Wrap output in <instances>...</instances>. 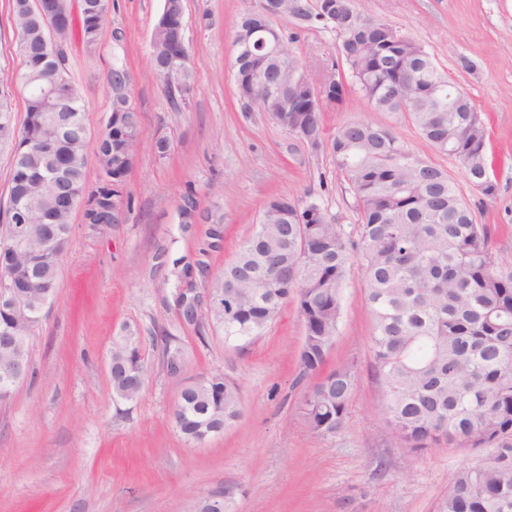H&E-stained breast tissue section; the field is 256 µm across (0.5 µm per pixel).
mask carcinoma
Masks as SVG:
<instances>
[{
    "label": "carcinoma",
    "mask_w": 512,
    "mask_h": 512,
    "mask_svg": "<svg viewBox=\"0 0 512 512\" xmlns=\"http://www.w3.org/2000/svg\"><path fill=\"white\" fill-rule=\"evenodd\" d=\"M177 2L165 0L151 48L153 76L179 109L193 96L195 76L189 60L175 71L169 67ZM11 11L24 72L41 70L45 57L57 53L60 95L54 103L25 99L20 121L13 88L0 85V155L10 162L7 201L28 211L24 246L0 239V257L14 281L34 282L24 298L36 303L56 295L59 258L71 232L64 196L85 201L86 223H110L142 128L125 96L112 99V119L100 142L93 145L81 133L87 118L69 78V52L78 40L86 53H95L110 0H80L78 14L57 28L53 45L46 41L42 12L29 0H11ZM270 13L300 28L334 29L347 77L371 106L403 116L436 151L462 164L476 191L495 193L478 113L420 44L365 16L354 0H338L331 21L312 0H259L241 15L234 37L239 101L287 131L300 124L311 141L331 143L336 177L353 199L359 224L356 232L346 231L315 199L270 197L252 237L206 282L208 322L243 352L284 304L295 302L305 327L296 383L319 377L304 397L303 419L314 434L334 433L345 422L357 368L346 362L323 376L320 371L336 335L341 290L358 265L373 317L372 376L396 446L412 454L440 445L474 454L455 473L437 512H512V271L496 263L492 228L476 223L445 170L412 155L390 129L348 122L326 138L320 113L308 111V88L293 78L294 57L263 45L274 38L266 32ZM270 93L281 99L279 106L271 107ZM58 109L70 114L68 134L57 132ZM92 155L98 186L88 191ZM39 322L28 307L0 309V330L9 328L13 337L12 348L0 347V368L27 374L29 341ZM111 356L113 396L137 399L151 372L141 337L130 331L115 338ZM162 365L168 375L180 376L186 366L182 347L165 342ZM174 415L184 441L201 444L241 419V386L222 369H210L183 389Z\"/></svg>",
    "instance_id": "1"
}]
</instances>
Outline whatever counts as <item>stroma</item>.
I'll list each match as a JSON object with an SVG mask.
<instances>
[{
    "instance_id": "obj_1",
    "label": "stroma",
    "mask_w": 512,
    "mask_h": 512,
    "mask_svg": "<svg viewBox=\"0 0 512 512\" xmlns=\"http://www.w3.org/2000/svg\"><path fill=\"white\" fill-rule=\"evenodd\" d=\"M366 15L387 21L424 47L438 69L471 99L487 131L494 195L470 186L461 163L436 152L400 115L375 111L347 86L342 104L326 108L327 132L352 121L389 127L415 156L445 169L491 225L499 266L512 270V0H355ZM164 0H112L95 56L81 44L69 75L84 104L92 138L105 132L111 100L105 74L114 61L134 76L132 99L143 138L122 188V221L93 225L72 216L58 293L31 343V370L0 404V512H190L198 495L234 492L233 512H436L456 471L470 459L438 446L411 455L385 426L372 380L373 329L365 279L353 268L326 367L352 360L359 382L343 426L317 435L305 426L306 385L296 384L305 333L295 302L245 353L225 345L205 309L180 316L185 265H204L194 280L203 293L252 235L274 195L315 199L346 230L356 228L330 151L311 150L266 113L243 111L237 98L234 35L245 0H183L185 40L195 66L187 109L171 110L151 72V36ZM209 13L212 24L200 26ZM288 52L311 80L338 57L335 32L298 29L277 20ZM9 0H0V81L18 79ZM474 67L465 71L460 57ZM169 151L158 157L157 138ZM193 192L202 216H221L224 239L207 247L209 225L182 223ZM141 336L150 377L141 396H112L108 361L114 337ZM178 336L188 365L177 378L163 369L162 337ZM212 367L242 388L243 415L201 446L186 445L172 421L183 386Z\"/></svg>"
}]
</instances>
